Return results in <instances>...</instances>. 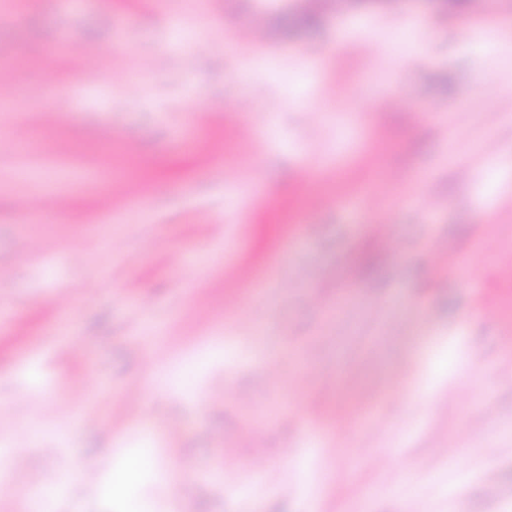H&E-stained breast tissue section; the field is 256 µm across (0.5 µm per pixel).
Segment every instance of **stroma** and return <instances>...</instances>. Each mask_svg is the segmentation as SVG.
<instances>
[{
	"mask_svg": "<svg viewBox=\"0 0 512 512\" xmlns=\"http://www.w3.org/2000/svg\"><path fill=\"white\" fill-rule=\"evenodd\" d=\"M305 13L304 0H0V444L46 486L89 461L55 512H404L417 498L512 512V282L497 274L512 222L480 221L512 206V64L481 41L491 27L512 38V0ZM241 28L273 39L224 58ZM313 191L328 205L310 209ZM488 300L498 316L474 317ZM467 367L474 400L434 411ZM319 370L335 385L308 383ZM136 381L140 404L104 433ZM234 387L249 406L203 400ZM228 445L241 457L224 460ZM116 446L179 460L194 481L174 496L148 470L113 501Z\"/></svg>",
	"mask_w": 512,
	"mask_h": 512,
	"instance_id": "35a3bbf8",
	"label": "stroma"
}]
</instances>
